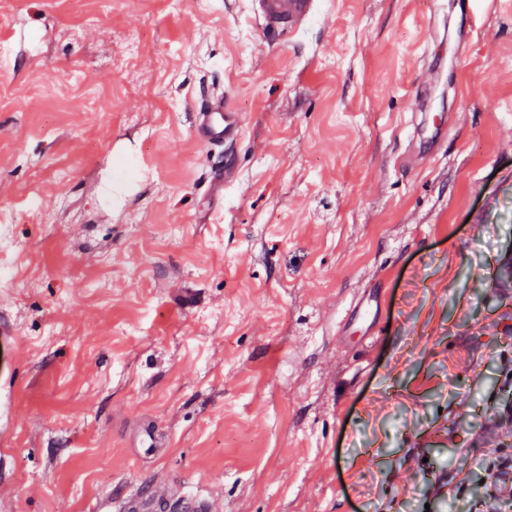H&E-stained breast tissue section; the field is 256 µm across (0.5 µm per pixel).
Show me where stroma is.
I'll return each instance as SVG.
<instances>
[{"mask_svg": "<svg viewBox=\"0 0 512 512\" xmlns=\"http://www.w3.org/2000/svg\"><path fill=\"white\" fill-rule=\"evenodd\" d=\"M0 0V495L489 512L512 434V0ZM480 11L481 28L468 18ZM242 116L193 133L213 92ZM447 123L404 165L409 120ZM238 170L219 187L224 162ZM151 430L163 455L128 442ZM317 0H254L251 8L265 30L276 29L281 34L296 37L317 15ZM169 497V483L151 482L138 487L120 499L121 512H158L160 502Z\"/></svg>", "mask_w": 512, "mask_h": 512, "instance_id": "obj_1", "label": "stroma"}]
</instances>
